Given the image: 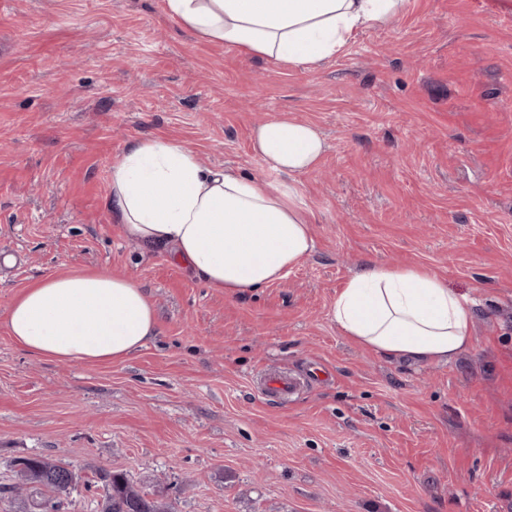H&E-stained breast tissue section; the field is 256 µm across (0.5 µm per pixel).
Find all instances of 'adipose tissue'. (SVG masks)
<instances>
[{
  "label": "adipose tissue",
  "mask_w": 512,
  "mask_h": 512,
  "mask_svg": "<svg viewBox=\"0 0 512 512\" xmlns=\"http://www.w3.org/2000/svg\"><path fill=\"white\" fill-rule=\"evenodd\" d=\"M407 0H165L183 27L243 55L311 65L357 35L398 20ZM255 155L287 175L266 183L201 166L172 140L131 145L112 166L106 206L141 250L168 249L208 287L229 295L281 280L314 248L313 215L296 182L326 142L312 124L272 119L253 130ZM331 318L343 336L389 362L448 365L473 343V303L423 267L371 263L337 292ZM13 342L42 359L120 362L158 334L154 305L131 276L61 271L18 295Z\"/></svg>",
  "instance_id": "1"
}]
</instances>
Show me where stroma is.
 I'll return each instance as SVG.
<instances>
[{"label": "stroma", "instance_id": "stroma-1", "mask_svg": "<svg viewBox=\"0 0 512 512\" xmlns=\"http://www.w3.org/2000/svg\"><path fill=\"white\" fill-rule=\"evenodd\" d=\"M288 117L328 148L297 178L315 248L282 280L226 294L113 221L133 143L275 181L252 131ZM371 262L476 299L472 348L415 366L341 336L333 300ZM99 268L153 301L144 348L90 365L13 344L30 282ZM266 370L309 382L265 399ZM36 455L80 477L61 512H97L101 468L169 512H512V0H408L312 67L201 40L165 0H0V512H24L14 464Z\"/></svg>", "mask_w": 512, "mask_h": 512}]
</instances>
